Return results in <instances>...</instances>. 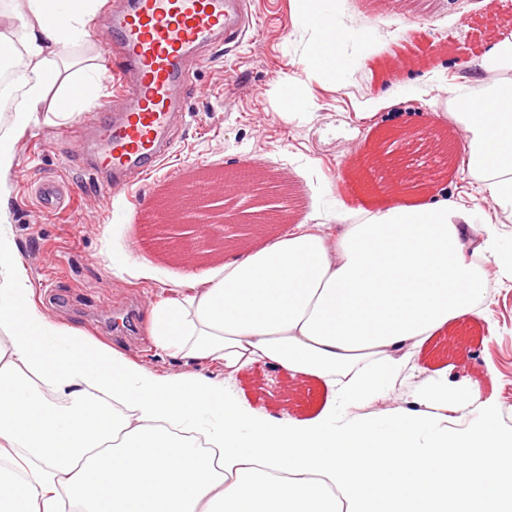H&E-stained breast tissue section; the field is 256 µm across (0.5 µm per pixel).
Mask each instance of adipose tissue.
Returning a JSON list of instances; mask_svg holds the SVG:
<instances>
[{
  "instance_id": "adipose-tissue-1",
  "label": "adipose tissue",
  "mask_w": 512,
  "mask_h": 512,
  "mask_svg": "<svg viewBox=\"0 0 512 512\" xmlns=\"http://www.w3.org/2000/svg\"><path fill=\"white\" fill-rule=\"evenodd\" d=\"M105 0H0V512H512V434L473 387L478 417L448 427L460 396L419 394L427 411L386 421L309 419L253 408L228 389L251 366L313 379L333 397L373 402L431 337L481 319L494 260L512 282V246L454 198L394 197L337 236L299 220L213 271L188 273L152 305L164 374L46 314L12 231L18 143L62 125L100 90L87 43ZM316 33L312 67L335 79L353 33L332 0H300ZM466 171L512 215V33L454 85ZM216 365L223 379L203 373Z\"/></svg>"
}]
</instances>
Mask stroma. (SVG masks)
I'll return each mask as SVG.
<instances>
[{
	"label": "stroma",
	"instance_id": "35a3bbf8",
	"mask_svg": "<svg viewBox=\"0 0 512 512\" xmlns=\"http://www.w3.org/2000/svg\"><path fill=\"white\" fill-rule=\"evenodd\" d=\"M298 0H251V40L221 47L195 66L176 143L163 167L131 190L107 197L78 159L77 142L89 138L82 116L65 126L38 125L19 144L11 177L14 234L34 288L36 303L67 326L164 373L179 363L157 354L148 332L149 304L188 270L202 272L224 259L223 250L186 266L156 240L152 226L162 200L203 169L234 174L260 171L268 196L223 192L227 211L256 214L268 199L292 195L296 208L278 224H242L239 240L259 245L287 230L288 220L311 211L338 234L343 224L365 219L387 204L390 168L371 165V146L390 154L393 131L434 126L455 149L463 131L448 116V90L473 69L512 19V0H336V13L360 35L348 70L336 80L314 78V32L300 16ZM406 67H399V60ZM401 154V153H400ZM55 178L71 195L54 211L42 209L35 188ZM453 196L497 223L512 239V218L479 193L462 164L450 165L430 188L407 192L408 202ZM134 250L156 268L153 278L134 279L113 267L112 249ZM488 317L450 326L432 337L418 363L436 380L467 394L481 385L498 408L497 427L512 432V282L502 283L486 261ZM416 379L395 386L373 405L347 408L348 416L388 418L419 410ZM237 388L259 410L297 418L314 416L329 397L315 381L276 369L243 370Z\"/></svg>",
	"mask_w": 512,
	"mask_h": 512
}]
</instances>
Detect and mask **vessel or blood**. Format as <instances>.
Returning a JSON list of instances; mask_svg holds the SVG:
<instances>
[{"mask_svg": "<svg viewBox=\"0 0 512 512\" xmlns=\"http://www.w3.org/2000/svg\"><path fill=\"white\" fill-rule=\"evenodd\" d=\"M249 26L246 0H118L105 12L100 29L121 87L85 117L94 140L84 150L100 193L132 187L162 166L191 62L240 40Z\"/></svg>", "mask_w": 512, "mask_h": 512, "instance_id": "b4317fda", "label": "vessel or blood"}]
</instances>
